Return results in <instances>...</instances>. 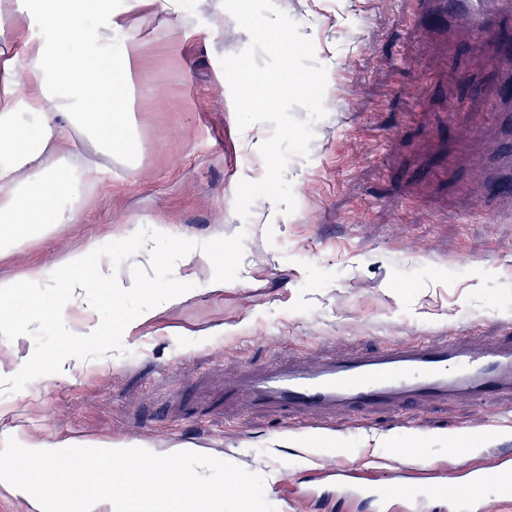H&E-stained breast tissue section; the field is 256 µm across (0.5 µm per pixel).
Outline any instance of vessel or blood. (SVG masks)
Wrapping results in <instances>:
<instances>
[{
    "instance_id": "vessel-or-blood-1",
    "label": "vessel or blood",
    "mask_w": 512,
    "mask_h": 512,
    "mask_svg": "<svg viewBox=\"0 0 512 512\" xmlns=\"http://www.w3.org/2000/svg\"><path fill=\"white\" fill-rule=\"evenodd\" d=\"M452 14L483 29L484 0H449ZM258 405L288 410L293 427L316 430L319 413L329 409H361L407 402L433 403L463 398L481 404L492 394H512V338L474 347L463 335L440 343L407 340L383 349L329 358L290 368L273 366L240 384ZM416 487L432 495H447L461 505L494 492L512 500V459L499 457L491 467L471 469L466 480L447 481L444 473L421 469Z\"/></svg>"
}]
</instances>
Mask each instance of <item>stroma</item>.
I'll list each match as a JSON object with an SVG mask.
<instances>
[{"label":"stroma","mask_w":512,"mask_h":512,"mask_svg":"<svg viewBox=\"0 0 512 512\" xmlns=\"http://www.w3.org/2000/svg\"><path fill=\"white\" fill-rule=\"evenodd\" d=\"M275 3L327 71L326 115L308 157H292L285 174L295 212L265 199L249 219L234 210L239 182L265 175L253 144L272 133L238 130L220 65L248 33L228 16L210 35L209 0H195L174 31L163 16L142 20L130 91L137 169L104 161L78 221L0 257V278L94 246L123 280L182 299L128 328L104 298L106 335L93 342L66 295L56 299L61 323L38 305L39 289H18L0 315L13 326L0 333V442L231 456L265 477L277 470L264 484L276 512H448L439 497L381 509L296 492L331 466L381 487L416 467L454 474L512 455L508 396L333 411L315 437L231 386L270 366L417 336L439 343L461 331L483 346L512 334V215L489 175L491 160L512 158L497 24L478 35L438 0ZM190 252L208 257L195 277L184 267ZM212 276L223 288H207ZM411 436L426 455L395 456L392 442Z\"/></svg>","instance_id":"stroma-1"}]
</instances>
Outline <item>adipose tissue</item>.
I'll return each instance as SVG.
<instances>
[{"instance_id": "ef3b65f1", "label": "adipose tissue", "mask_w": 512, "mask_h": 512, "mask_svg": "<svg viewBox=\"0 0 512 512\" xmlns=\"http://www.w3.org/2000/svg\"><path fill=\"white\" fill-rule=\"evenodd\" d=\"M178 0H34L53 37L32 39L15 0H0V254L74 223L82 187L99 182L98 157L134 160L126 89L135 75L138 39L129 24L163 13L169 29L181 18ZM94 18L96 44L76 38ZM86 156L69 172L76 148ZM110 259L96 249L73 252L24 278L0 279V309L16 289L110 288Z\"/></svg>"}]
</instances>
